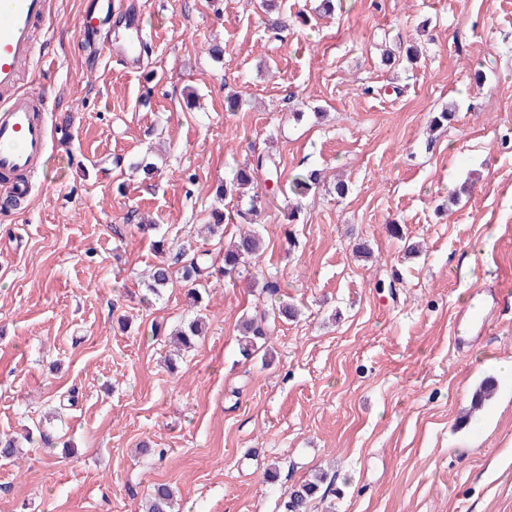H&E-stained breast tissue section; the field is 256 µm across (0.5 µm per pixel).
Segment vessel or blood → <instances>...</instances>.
I'll use <instances>...</instances> for the list:
<instances>
[{
	"mask_svg": "<svg viewBox=\"0 0 512 512\" xmlns=\"http://www.w3.org/2000/svg\"><path fill=\"white\" fill-rule=\"evenodd\" d=\"M47 0H0V174L11 176L12 197L30 196L29 173L49 149L51 130L43 107L19 90L24 66L34 63L36 30L47 15ZM110 0L98 15L81 20V36L95 39L100 20L108 19Z\"/></svg>",
	"mask_w": 512,
	"mask_h": 512,
	"instance_id": "1",
	"label": "vessel or blood"
}]
</instances>
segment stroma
<instances>
[{
  "mask_svg": "<svg viewBox=\"0 0 512 512\" xmlns=\"http://www.w3.org/2000/svg\"><path fill=\"white\" fill-rule=\"evenodd\" d=\"M93 2L51 0L20 88L56 132L26 200L0 186V433L57 441L0 459V512H139L164 482L175 512H281L317 471L313 512H512V0H341L321 18L318 0H282L278 38L259 0H123L149 41L133 68L121 14L88 65ZM409 45L417 64L382 65L381 48ZM448 107L456 121L428 130ZM264 152L280 179L257 186L249 272L300 315L246 359L240 324L266 305L246 278L195 305L181 279L150 301L144 282L160 240L223 266L198 229L218 209L237 235L240 203L216 189ZM144 157L150 181L131 169ZM310 169L324 185L295 197ZM489 296L487 327L456 350ZM197 314L206 335L168 369L169 333Z\"/></svg>",
  "mask_w": 512,
  "mask_h": 512,
  "instance_id": "1",
  "label": "stroma"
}]
</instances>
